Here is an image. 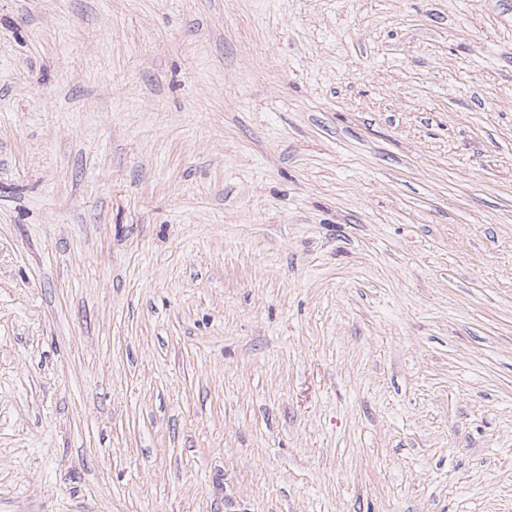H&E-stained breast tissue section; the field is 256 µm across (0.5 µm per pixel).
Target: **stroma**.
Returning <instances> with one entry per match:
<instances>
[{"instance_id": "stroma-1", "label": "stroma", "mask_w": 512, "mask_h": 512, "mask_svg": "<svg viewBox=\"0 0 512 512\" xmlns=\"http://www.w3.org/2000/svg\"><path fill=\"white\" fill-rule=\"evenodd\" d=\"M0 512H512V0H0Z\"/></svg>"}]
</instances>
